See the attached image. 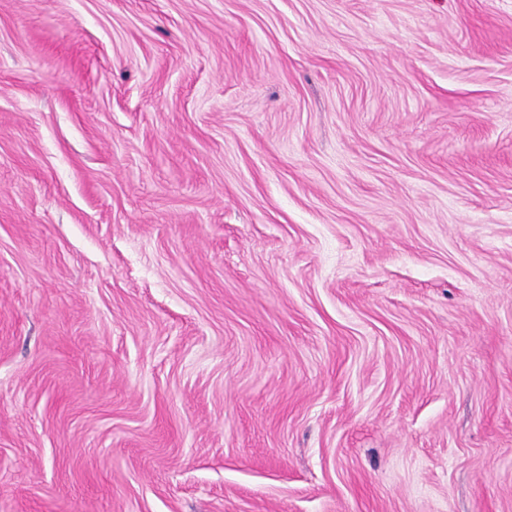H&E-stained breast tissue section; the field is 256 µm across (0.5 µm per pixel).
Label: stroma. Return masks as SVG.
Here are the masks:
<instances>
[{
  "label": "stroma",
  "mask_w": 512,
  "mask_h": 512,
  "mask_svg": "<svg viewBox=\"0 0 512 512\" xmlns=\"http://www.w3.org/2000/svg\"><path fill=\"white\" fill-rule=\"evenodd\" d=\"M0 512H512V0H0Z\"/></svg>",
  "instance_id": "obj_1"
}]
</instances>
